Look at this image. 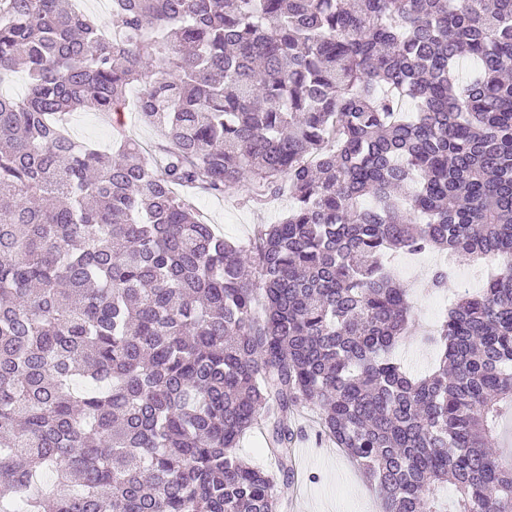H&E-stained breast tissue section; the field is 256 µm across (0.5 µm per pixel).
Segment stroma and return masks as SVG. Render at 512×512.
Segmentation results:
<instances>
[{
  "label": "stroma",
  "mask_w": 512,
  "mask_h": 512,
  "mask_svg": "<svg viewBox=\"0 0 512 512\" xmlns=\"http://www.w3.org/2000/svg\"><path fill=\"white\" fill-rule=\"evenodd\" d=\"M137 97V88H130L121 114L122 130L146 153L164 155L170 144L141 121ZM112 126L111 116L84 110L70 114L64 128L77 142L108 152L112 149ZM192 200L206 223L212 224L225 238L246 244L252 241L257 225L274 223L288 206L287 199L282 198L261 210L249 208L241 204L240 193L234 189L223 195L196 190ZM462 290L460 281L453 277L436 294L422 288L411 289L409 304L416 332L399 349L400 358L411 370L425 371L435 361L436 352L424 342L423 336L442 318L445 301L454 300ZM295 424L306 434L298 444L296 458L306 479L299 484L292 481L279 484L281 500H296L299 512H379L375 489L362 471L345 453L319 436L315 411H301L295 417Z\"/></svg>",
  "instance_id": "stroma-1"
}]
</instances>
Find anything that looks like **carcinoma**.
I'll list each match as a JSON object with an SVG mask.
<instances>
[{
	"label": "carcinoma",
	"instance_id": "obj_1",
	"mask_svg": "<svg viewBox=\"0 0 512 512\" xmlns=\"http://www.w3.org/2000/svg\"><path fill=\"white\" fill-rule=\"evenodd\" d=\"M112 17L0 0V83L30 80L0 95V512H279L290 415L311 405L385 512H447L448 482L456 512H512V0H112ZM133 85L164 164L62 133ZM179 187L289 205L245 246ZM448 250L497 271L416 376L384 257ZM258 426L273 471L238 453Z\"/></svg>",
	"mask_w": 512,
	"mask_h": 512
}]
</instances>
